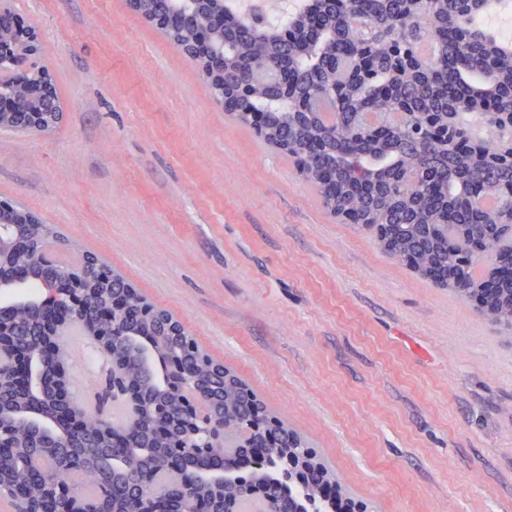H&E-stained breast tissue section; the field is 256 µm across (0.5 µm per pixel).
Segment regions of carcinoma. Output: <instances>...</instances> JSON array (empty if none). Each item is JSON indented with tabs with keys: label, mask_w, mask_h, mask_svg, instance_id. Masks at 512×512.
Masks as SVG:
<instances>
[{
	"label": "carcinoma",
	"mask_w": 512,
	"mask_h": 512,
	"mask_svg": "<svg viewBox=\"0 0 512 512\" xmlns=\"http://www.w3.org/2000/svg\"><path fill=\"white\" fill-rule=\"evenodd\" d=\"M318 14L303 12L291 19L287 32L321 23L323 38L310 49L292 53L288 39L276 35L255 43L252 27L224 26V52L229 58L225 81L262 74L284 59L302 75L300 92L310 99L309 113L299 111V99L286 103L273 84L257 83L242 112H261L276 138L288 144V159L316 191L329 211L351 209L363 224H377L393 242L389 256L411 268L435 262L450 270L440 286L457 292L463 282L474 289L488 281V258L512 253V239L498 233L496 224L512 222V165L499 161L497 139L473 136L488 112L512 116V61L492 50L497 41L477 17L507 0H457L450 12L441 0H313ZM368 52L380 76L366 84L353 81L355 59L341 54L346 44ZM336 51L330 70L324 57ZM468 97L459 122L439 127L442 112L459 107ZM420 113L418 122L399 119L398 104ZM382 119L390 135L382 141L349 145L337 134L338 125H364L365 118ZM484 196L483 207H470L471 190ZM464 224H482L480 237L463 233ZM14 231L28 235L32 253L13 258L29 266L32 285L39 288L52 268L38 263L52 227L18 224ZM111 268L88 269L99 288L79 306L67 308L75 329L86 323L112 335V353L119 371L105 373L90 385L93 403L76 393L72 375L56 380L47 374L43 406L69 414L74 402L96 411L76 422L72 448L37 437L19 416L22 403L0 405V426L14 446L13 455L0 458V497L13 500L16 512H38L44 488L35 487L27 500L13 499L16 484L33 473L50 469L56 486L70 492L62 498L63 512H146L144 494L137 487L147 479L149 495L171 502L174 512H240L265 501L280 512H336V502L323 496L332 485L328 472L316 462L313 449L272 417H261L263 404L251 388L221 372H211L200 359L195 342L170 332L161 319L147 320L141 306L129 307L115 324L99 319L105 297L121 296L126 283L111 277ZM502 285L501 329L512 327L508 300L512 288ZM150 335L152 361L134 334ZM15 350L0 355V369L8 370L16 352H24L42 337L40 313L32 309L18 319L13 332ZM175 358L188 381L174 393L160 382L149 364ZM135 390L140 417L134 424L115 426L110 406H126L123 391ZM227 423L230 447L196 452L180 459V449L192 444L197 421ZM261 449L265 466L245 475H230L216 489L204 478L209 464L219 458L246 456Z\"/></svg>",
	"instance_id": "1"
}]
</instances>
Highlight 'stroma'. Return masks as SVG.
<instances>
[{
	"mask_svg": "<svg viewBox=\"0 0 512 512\" xmlns=\"http://www.w3.org/2000/svg\"><path fill=\"white\" fill-rule=\"evenodd\" d=\"M63 116L0 130V203L98 255L364 512H512V337L329 215L125 0H9Z\"/></svg>",
	"mask_w": 512,
	"mask_h": 512,
	"instance_id": "stroma-1",
	"label": "stroma"
}]
</instances>
